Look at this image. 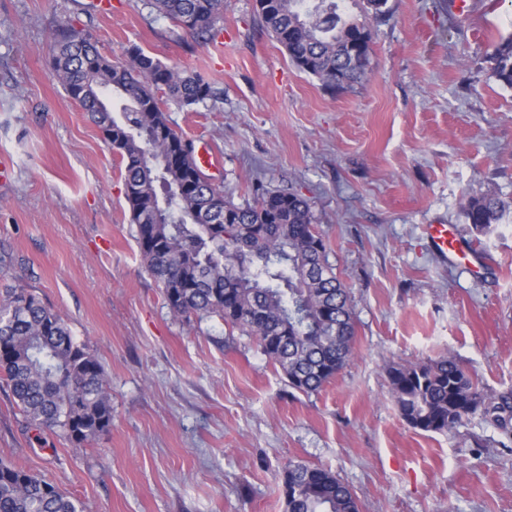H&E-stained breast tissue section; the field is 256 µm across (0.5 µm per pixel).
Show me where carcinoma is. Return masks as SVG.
I'll use <instances>...</instances> for the list:
<instances>
[{"instance_id":"carcinoma-1","label":"carcinoma","mask_w":512,"mask_h":512,"mask_svg":"<svg viewBox=\"0 0 512 512\" xmlns=\"http://www.w3.org/2000/svg\"><path fill=\"white\" fill-rule=\"evenodd\" d=\"M149 7L204 41L223 17L224 0H148ZM262 26L300 71L331 89L367 76L370 30L339 12L336 0H256ZM67 95L120 156L125 196L146 271L170 309L218 316L256 340L291 388L319 392L347 367L356 323L349 288L329 261V245L308 199L247 186L237 204L205 176L193 149L172 128L164 105L217 99L214 85L134 46L129 62L100 54L93 35L65 23L51 46ZM491 76L512 89V37L491 56ZM180 154L177 167L152 169L146 155ZM512 211L492 190L470 198L464 218L477 236ZM401 418L443 433L482 411L512 427V391L486 396L453 358L386 368ZM0 381L34 429L84 448L112 425L104 371L87 345L39 296L12 288L0 297ZM286 512H359L356 496L331 471L290 462L281 472ZM0 512H83L54 484L0 461Z\"/></svg>"}]
</instances>
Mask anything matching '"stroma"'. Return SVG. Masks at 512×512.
<instances>
[{
    "mask_svg": "<svg viewBox=\"0 0 512 512\" xmlns=\"http://www.w3.org/2000/svg\"><path fill=\"white\" fill-rule=\"evenodd\" d=\"M366 21V82L331 90L261 27L255 0H224L213 42L146 0H0V292L37 293L100 361L107 433L83 448L35 435L0 383V460L58 486L83 512H285L280 470H331L360 512H512V429L482 413L447 433L400 417L386 368L455 358L485 393L512 391V223L474 237L462 207L512 203V89L491 76L512 0H388ZM128 63L137 46L211 80L221 99L168 102L174 128L219 159L234 202L253 180L306 197L350 290V364L304 394L217 317L176 315L146 271L120 159L51 66L59 25ZM477 239L481 274L442 264L423 227Z\"/></svg>",
    "mask_w": 512,
    "mask_h": 512,
    "instance_id": "stroma-1",
    "label": "stroma"
}]
</instances>
